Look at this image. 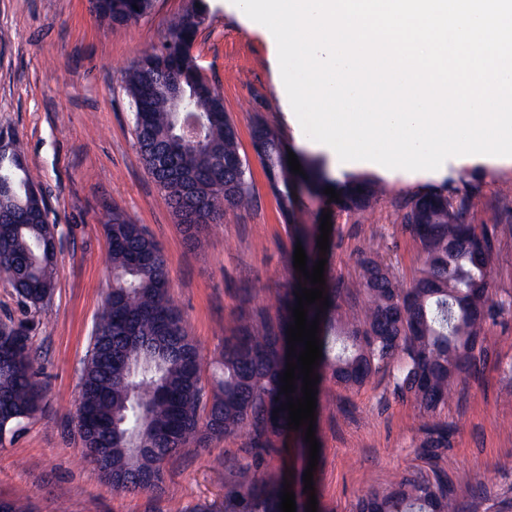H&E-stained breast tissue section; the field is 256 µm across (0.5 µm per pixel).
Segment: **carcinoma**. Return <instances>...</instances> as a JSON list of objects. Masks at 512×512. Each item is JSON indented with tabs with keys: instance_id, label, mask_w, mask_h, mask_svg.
<instances>
[{
	"instance_id": "carcinoma-1",
	"label": "carcinoma",
	"mask_w": 512,
	"mask_h": 512,
	"mask_svg": "<svg viewBox=\"0 0 512 512\" xmlns=\"http://www.w3.org/2000/svg\"><path fill=\"white\" fill-rule=\"evenodd\" d=\"M92 7L102 20L127 24L145 16L151 0H94ZM206 19L201 5L176 21L160 48L142 56L126 80L140 160L191 240L202 226L217 222L224 207L242 203L250 193L237 130L192 53ZM179 106L201 119L199 141L179 140ZM252 140L283 211L291 212L292 188L299 182L315 194L334 188L344 210L370 206L374 191L368 181L346 175L332 182L311 157L299 160L304 175L293 173L281 142L264 125L254 127ZM176 172L188 177L193 196L175 182ZM404 224L421 244L422 266L405 286L389 265L364 258L359 287L367 306L361 316L346 323L336 318L344 289L324 274L329 306L320 314L312 304L307 314L310 322L319 319L322 357L314 372L321 381L328 377L348 388L387 372L395 396L432 414L448 405L457 382L501 367L488 334L512 316V294L489 299L497 230L470 224L466 198L423 195ZM103 228L112 285L80 376L79 408L92 423L80 435L84 461L118 493L153 495L164 491L165 461L189 445L204 447L243 432L255 456L281 452L279 443L291 433L288 411L281 409L287 329L294 324L298 284L308 289L312 284L295 274L274 316L248 320L224 338L208 391L199 348L170 298L163 249L116 207ZM288 235L291 247L302 245L306 270H312L318 261L317 228L290 224ZM54 239L41 191L15 146L0 159V278L27 314L41 313L52 294ZM39 362L29 322H0V442L39 409ZM424 434L423 448L450 444L444 424L431 422ZM284 488L283 477L261 476L250 464L224 485V501L199 504L194 512H281ZM356 512H459V507L453 486L434 470L403 474L387 488L365 493Z\"/></svg>"
}]
</instances>
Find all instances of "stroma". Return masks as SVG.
Returning <instances> with one entry per match:
<instances>
[{
  "instance_id": "stroma-1",
  "label": "stroma",
  "mask_w": 512,
  "mask_h": 512,
  "mask_svg": "<svg viewBox=\"0 0 512 512\" xmlns=\"http://www.w3.org/2000/svg\"><path fill=\"white\" fill-rule=\"evenodd\" d=\"M206 2L209 18L193 54L237 128L251 199L226 208L222 223L190 242L139 159L125 79L192 0H152L145 17L116 27L97 22L89 0H0V129L17 141L57 225L54 289L32 329L41 348L42 402L0 442V498H23L28 512H188L221 502L225 482L253 460L243 434L188 447L165 463L158 498L115 493L84 462L75 415L81 368L110 285L103 232L109 207L120 208L167 254L170 296L202 352L207 386L225 337L242 317L274 311L292 280L290 222L316 224L330 213L326 267L346 287L339 312L347 316L365 303L357 287L363 257L383 258L403 283L416 275L422 248L402 223L414 201L430 192L464 194L472 224L499 230L492 297L512 292V219L502 208L512 203V168L448 162L439 176L410 183L357 165L352 174L375 189L367 210L347 212L298 189L292 215H284L254 153L252 130H276L296 154L313 150L299 143L282 108L266 38L225 10L224 0ZM316 417L317 512H352L358 497L395 475L434 468L451 480L461 512H496L512 496V380L496 369L459 382L448 405L430 417L451 427L447 448L422 447L430 418L413 401L395 398L383 372L356 388L324 381Z\"/></svg>"
}]
</instances>
